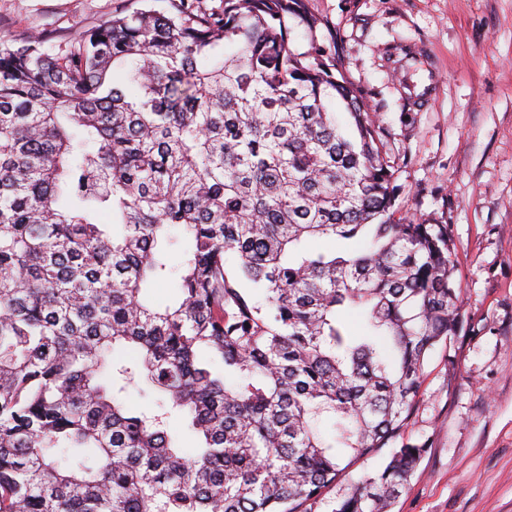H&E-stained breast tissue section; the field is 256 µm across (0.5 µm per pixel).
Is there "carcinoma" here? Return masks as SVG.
<instances>
[{"label": "carcinoma", "mask_w": 512, "mask_h": 512, "mask_svg": "<svg viewBox=\"0 0 512 512\" xmlns=\"http://www.w3.org/2000/svg\"><path fill=\"white\" fill-rule=\"evenodd\" d=\"M291 15L313 33L303 0H178L0 44V512H311L386 447L335 512H389L414 474L451 225L399 214L384 129ZM391 448H383L372 457L360 460L356 465L348 470L330 492L324 496V500L312 506V512H332L336 507V501L343 496L348 486L363 475L374 472L381 462L389 455Z\"/></svg>", "instance_id": "cac0c4a2"}]
</instances>
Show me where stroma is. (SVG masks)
<instances>
[{"mask_svg":"<svg viewBox=\"0 0 512 512\" xmlns=\"http://www.w3.org/2000/svg\"><path fill=\"white\" fill-rule=\"evenodd\" d=\"M171 0H0V41L51 42ZM291 49L336 51L386 131L398 204L447 224L464 328L424 367L426 452L391 512H512V0H304Z\"/></svg>","mask_w":512,"mask_h":512,"instance_id":"stroma-1","label":"stroma"}]
</instances>
